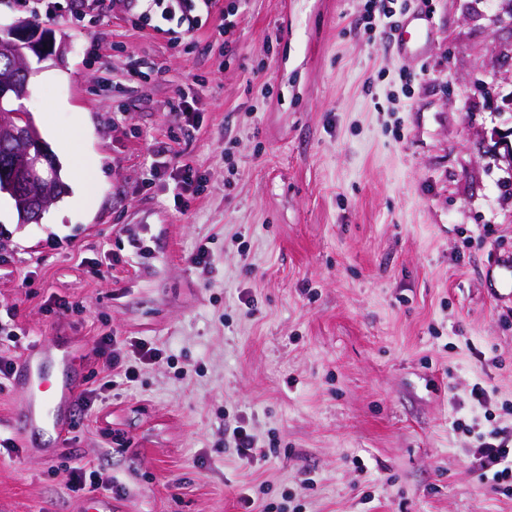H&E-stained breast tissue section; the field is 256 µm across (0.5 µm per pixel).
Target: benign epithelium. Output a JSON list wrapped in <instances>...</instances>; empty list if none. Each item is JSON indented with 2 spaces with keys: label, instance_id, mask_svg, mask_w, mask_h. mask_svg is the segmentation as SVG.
Returning a JSON list of instances; mask_svg holds the SVG:
<instances>
[{
  "label": "benign epithelium",
  "instance_id": "obj_1",
  "mask_svg": "<svg viewBox=\"0 0 512 512\" xmlns=\"http://www.w3.org/2000/svg\"><path fill=\"white\" fill-rule=\"evenodd\" d=\"M10 33L12 40L0 44V55L11 60L10 73L0 75V97L23 98L28 95L31 74L27 56H48L55 51V42L50 30L36 27L29 19L16 23ZM16 117L14 112L0 113V145L11 148L6 176L0 178V193L14 200L19 223L32 224L64 192L65 185L59 164L37 127L28 119L21 125Z\"/></svg>",
  "mask_w": 512,
  "mask_h": 512
}]
</instances>
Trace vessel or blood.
Listing matches in <instances>:
<instances>
[{"label":"vessel or blood","instance_id":"obj_1","mask_svg":"<svg viewBox=\"0 0 512 512\" xmlns=\"http://www.w3.org/2000/svg\"><path fill=\"white\" fill-rule=\"evenodd\" d=\"M489 291L502 307L512 308V253L501 255L491 272ZM71 367L69 356L46 348L32 350L21 360L10 382L26 396L25 408L14 421L22 435L35 436L48 426L62 431L70 427L68 412L75 402L68 377ZM54 368L61 373V381L51 380Z\"/></svg>","mask_w":512,"mask_h":512}]
</instances>
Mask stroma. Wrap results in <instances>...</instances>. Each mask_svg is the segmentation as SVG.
Returning <instances> with one entry per match:
<instances>
[{"instance_id": "stroma-1", "label": "stroma", "mask_w": 512, "mask_h": 512, "mask_svg": "<svg viewBox=\"0 0 512 512\" xmlns=\"http://www.w3.org/2000/svg\"><path fill=\"white\" fill-rule=\"evenodd\" d=\"M45 0L59 53L23 103L60 166L72 118L97 163L22 224L0 196V358L73 350V425L13 426L0 512H512L457 429L512 404V322L486 291L512 250V0H398L400 54L366 0H218L178 41L125 0ZM202 178L174 205L178 168ZM207 246L206 268L190 258ZM116 341L134 379L106 371ZM157 348L159 360L134 353ZM244 423L252 461L224 443Z\"/></svg>"}]
</instances>
